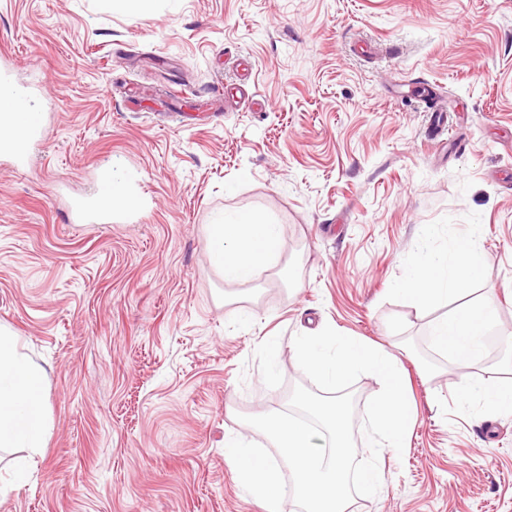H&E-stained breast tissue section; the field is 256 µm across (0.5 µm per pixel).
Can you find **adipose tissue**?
Instances as JSON below:
<instances>
[{
    "label": "adipose tissue",
    "mask_w": 512,
    "mask_h": 512,
    "mask_svg": "<svg viewBox=\"0 0 512 512\" xmlns=\"http://www.w3.org/2000/svg\"><path fill=\"white\" fill-rule=\"evenodd\" d=\"M281 237L280 225L248 214L225 218L211 239L214 264L225 280L246 282L257 270L273 264ZM480 273L478 251L469 240L458 241L451 253H429L416 263L401 288L416 307L452 298L458 305L431 328L433 344L456 362L478 357L497 311L493 301H469L468 286ZM46 369L20 352L16 337L0 329V450L27 449L41 454L48 420L43 388ZM460 412L487 418L512 414V383L492 385L463 379L454 385Z\"/></svg>",
    "instance_id": "adipose-tissue-1"
}]
</instances>
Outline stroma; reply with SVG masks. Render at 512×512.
Returning <instances> with one entry per match:
<instances>
[{
  "mask_svg": "<svg viewBox=\"0 0 512 512\" xmlns=\"http://www.w3.org/2000/svg\"><path fill=\"white\" fill-rule=\"evenodd\" d=\"M1 53L51 118L30 168L0 165V328L46 368L49 419L0 512H266L225 441L266 444L242 416L310 386L290 345L326 325L395 353L415 408L353 512H512V415L473 422L450 389L512 380V351L459 368L429 336L454 301L395 290L475 240L471 299L512 332V0H0ZM418 84L448 98L433 144ZM100 164L138 173L144 210L68 223ZM244 213L280 224L277 261L230 282L211 235ZM380 388L352 387L361 459Z\"/></svg>",
  "mask_w": 512,
  "mask_h": 512,
  "instance_id": "35a3bbf8",
  "label": "stroma"
}]
</instances>
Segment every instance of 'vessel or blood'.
<instances>
[{
	"label": "vessel or blood",
	"mask_w": 512,
	"mask_h": 512,
	"mask_svg": "<svg viewBox=\"0 0 512 512\" xmlns=\"http://www.w3.org/2000/svg\"><path fill=\"white\" fill-rule=\"evenodd\" d=\"M9 64L0 65V97L23 104L24 122L15 116L0 117V155L8 158L15 169L30 167L42 145L47 115L36 108V95L31 87L15 84ZM93 195L76 196L68 204V221L72 224H108L114 214H135L142 208V198L135 193L129 179L113 178L110 169L93 172Z\"/></svg>",
	"instance_id": "vessel-or-blood-1"
}]
</instances>
